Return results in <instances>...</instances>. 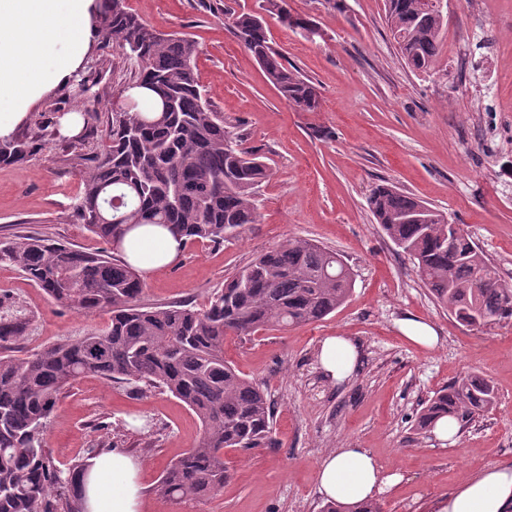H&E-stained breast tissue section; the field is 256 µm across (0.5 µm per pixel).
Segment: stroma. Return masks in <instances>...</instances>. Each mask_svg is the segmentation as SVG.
Returning <instances> with one entry per match:
<instances>
[{
  "mask_svg": "<svg viewBox=\"0 0 512 512\" xmlns=\"http://www.w3.org/2000/svg\"><path fill=\"white\" fill-rule=\"evenodd\" d=\"M261 2L128 0L148 24L197 42L196 75L212 109L247 145L262 148L272 168L256 192L260 223L220 246L187 243L178 263L147 280L141 302L204 305L226 278L294 238L340 254L352 292L319 322L225 341V359L268 393L276 445L225 450L229 479L210 498L175 504L156 491L166 467L202 432L197 416L162 389L139 395L97 376L79 378L47 427L46 450L65 468L96 444L125 449L141 465L142 512H319L322 459L339 448H366L402 476L382 497L383 512H419L489 464L512 462V319L482 329L457 322L375 223L368 197L385 180L430 203L512 283V0H441L447 31L434 74L405 65L383 0H348L341 15L325 0H288L292 14L319 23L321 36L307 39L272 17L269 36L289 65L318 85L316 112L283 99L233 36L231 14L258 11ZM131 73L118 47L94 44L84 68L17 125V135L39 136L40 146L24 164L0 166V237L38 234L101 249L77 221L75 205L105 140L112 91ZM87 76L90 89L79 92ZM69 112L88 116L75 138L58 132ZM0 294L33 314L29 335L13 347L18 355L108 321L62 308L6 264ZM402 318L432 325L437 347L407 339ZM328 336L349 337L359 351L353 374L337 384L318 360ZM472 373L493 382L494 408L451 443L415 431L424 402Z\"/></svg>",
  "mask_w": 512,
  "mask_h": 512,
  "instance_id": "35a3bbf8",
  "label": "stroma"
}]
</instances>
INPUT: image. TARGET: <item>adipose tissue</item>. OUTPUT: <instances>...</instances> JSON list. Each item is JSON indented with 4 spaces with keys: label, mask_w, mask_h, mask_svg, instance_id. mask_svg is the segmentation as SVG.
Listing matches in <instances>:
<instances>
[{
    "label": "adipose tissue",
    "mask_w": 512,
    "mask_h": 512,
    "mask_svg": "<svg viewBox=\"0 0 512 512\" xmlns=\"http://www.w3.org/2000/svg\"><path fill=\"white\" fill-rule=\"evenodd\" d=\"M95 0H0V137L26 118L32 103L51 85L67 81L91 47L89 31ZM140 244L135 266L143 278L177 261L179 239L159 227L130 232L124 249ZM358 350L345 336L320 344L325 375L341 382L356 367ZM138 463L122 449L93 458L83 479L85 512H141ZM401 481L364 448H340L322 460L318 490L344 505L374 501ZM429 512H512V463H494L468 477L448 495L432 500Z\"/></svg>",
    "instance_id": "adipose-tissue-1"
}]
</instances>
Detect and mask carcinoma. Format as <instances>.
Segmentation results:
<instances>
[{"label":"carcinoma","mask_w":512,"mask_h":512,"mask_svg":"<svg viewBox=\"0 0 512 512\" xmlns=\"http://www.w3.org/2000/svg\"><path fill=\"white\" fill-rule=\"evenodd\" d=\"M385 21L405 64L430 73L438 66L446 23L428 0H384ZM264 14L301 34L317 27L293 16L287 0H262ZM93 37L115 44L137 67L130 87L134 106L112 111L106 144L93 157L78 197L79 223L94 237L120 247L144 224L169 230L184 242L222 244L259 223L255 194L272 175L263 156L244 146L200 88L197 45L177 32L146 24L126 0H95ZM234 36L254 57L290 105L316 112L318 86L286 64L268 37L263 14L233 16ZM33 142L0 138V164L26 161ZM376 223L414 260L416 273L438 303L465 326L512 319V286L466 235H455L444 214L385 182L369 197ZM20 270L56 303L81 313L107 312L110 322L24 356L4 353L24 339L27 308L0 295V512H82L81 478L87 459L59 469L45 451L50 417L78 377L93 374L136 391L162 388L202 424L193 448L164 471L158 494L181 503L201 501L229 478L224 449L273 444V411L264 388L224 359V340L318 322L347 301L349 267L307 239H294L256 257L197 307L139 303L144 282L127 259L108 250L87 252L18 235L0 240V265ZM495 387L479 374L458 378L435 393L415 419L426 433L442 417L465 425L491 410ZM321 512H382L375 501L343 506L328 501Z\"/></svg>","instance_id":"1"}]
</instances>
